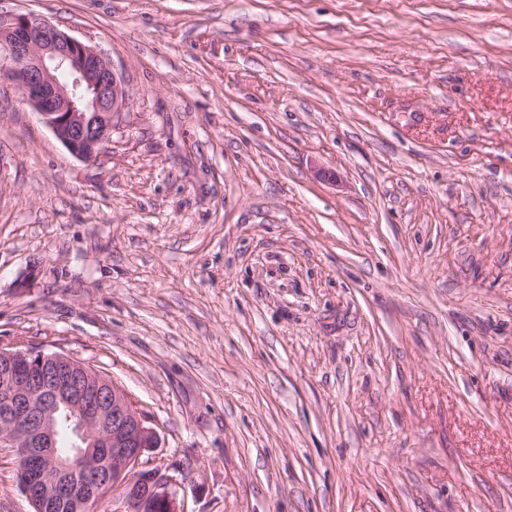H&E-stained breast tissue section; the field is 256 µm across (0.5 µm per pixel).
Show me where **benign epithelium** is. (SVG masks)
<instances>
[{"instance_id": "obj_1", "label": "benign epithelium", "mask_w": 512, "mask_h": 512, "mask_svg": "<svg viewBox=\"0 0 512 512\" xmlns=\"http://www.w3.org/2000/svg\"><path fill=\"white\" fill-rule=\"evenodd\" d=\"M0 79L24 94L41 123L75 157L96 161L129 96L104 52L35 13L0 16ZM73 424V457L56 449ZM0 447L20 465L34 512H184L181 481L145 456L158 447L150 420L114 381L58 352L0 348Z\"/></svg>"}]
</instances>
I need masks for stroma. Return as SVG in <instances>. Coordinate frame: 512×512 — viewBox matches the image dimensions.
<instances>
[{
    "instance_id": "obj_1",
    "label": "stroma",
    "mask_w": 512,
    "mask_h": 512,
    "mask_svg": "<svg viewBox=\"0 0 512 512\" xmlns=\"http://www.w3.org/2000/svg\"><path fill=\"white\" fill-rule=\"evenodd\" d=\"M28 12L130 103L87 163L0 82V347L114 380L185 512H512V0Z\"/></svg>"
}]
</instances>
